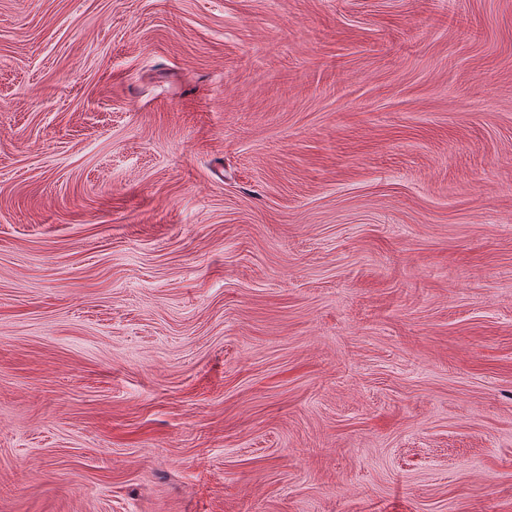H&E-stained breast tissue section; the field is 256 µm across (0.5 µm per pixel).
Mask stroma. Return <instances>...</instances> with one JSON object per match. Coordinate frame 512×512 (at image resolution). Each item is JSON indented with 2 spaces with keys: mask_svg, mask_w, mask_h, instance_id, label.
Listing matches in <instances>:
<instances>
[{
  "mask_svg": "<svg viewBox=\"0 0 512 512\" xmlns=\"http://www.w3.org/2000/svg\"><path fill=\"white\" fill-rule=\"evenodd\" d=\"M0 512H512V0H0Z\"/></svg>",
  "mask_w": 512,
  "mask_h": 512,
  "instance_id": "obj_1",
  "label": "stroma"
}]
</instances>
